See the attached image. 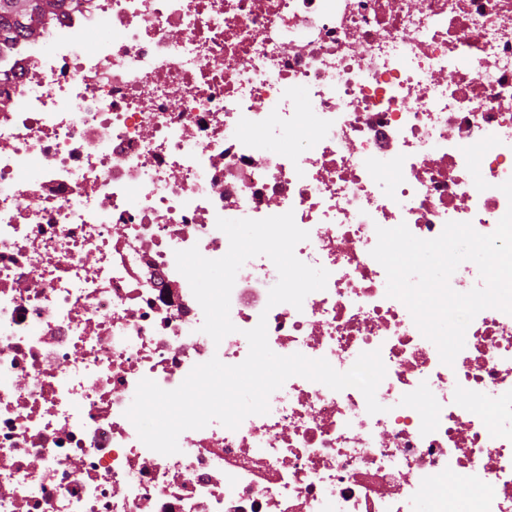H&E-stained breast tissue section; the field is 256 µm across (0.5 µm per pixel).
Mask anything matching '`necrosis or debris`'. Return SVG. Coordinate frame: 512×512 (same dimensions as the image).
Wrapping results in <instances>:
<instances>
[{
  "mask_svg": "<svg viewBox=\"0 0 512 512\" xmlns=\"http://www.w3.org/2000/svg\"><path fill=\"white\" fill-rule=\"evenodd\" d=\"M0 49V512H512V315L486 309L453 365L371 255L377 227L492 233L512 178V0H73ZM95 39H88V31ZM499 138L477 190L464 147ZM293 212L328 271L269 306L250 258L221 342L175 253L229 249L218 218ZM271 350L360 390L290 377L234 430L148 449L138 383Z\"/></svg>",
  "mask_w": 512,
  "mask_h": 512,
  "instance_id": "obj_1",
  "label": "necrosis or debris"
}]
</instances>
